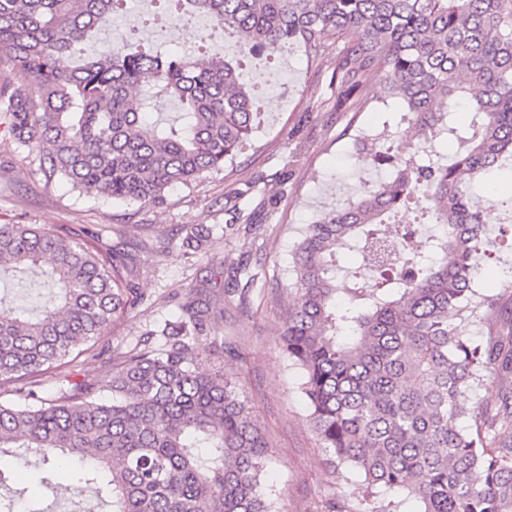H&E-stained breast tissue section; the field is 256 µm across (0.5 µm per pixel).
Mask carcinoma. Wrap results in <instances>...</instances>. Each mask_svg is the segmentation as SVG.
<instances>
[{"mask_svg":"<svg viewBox=\"0 0 512 512\" xmlns=\"http://www.w3.org/2000/svg\"><path fill=\"white\" fill-rule=\"evenodd\" d=\"M174 17H208L235 30L242 51L296 40L322 56L336 46V109L374 111L362 86L375 70L404 103L408 123L435 145L452 137L450 162L422 164L362 149L393 168L369 196L305 227L288 280L295 296L281 346L304 377L308 419L323 448L363 478L366 512H399L383 491L408 490L419 512H512V298L474 288L486 247V211L472 182L508 173L512 156V0H162ZM126 0H0V135L38 151L47 181L158 206L174 185L234 160L251 139L254 102L221 56L195 61L161 43L116 48L76 65ZM163 98L183 106L167 126L151 113ZM467 102L464 130L448 113ZM424 197L420 216L442 226L390 244L378 228ZM214 228L186 230L202 249ZM340 250L362 264L339 265ZM376 273L362 282V267ZM40 273L51 297L0 309V456L98 485L102 512H272L260 475L267 444L224 373L200 374L209 346L211 289L193 287L176 320L148 329L113 355L96 380L48 396L40 379L93 350L113 321L142 303L132 258L104 257L37 224H0V276ZM488 328L479 341L466 326ZM497 407L461 406L489 377ZM0 493V512H44Z\"/></svg>","mask_w":512,"mask_h":512,"instance_id":"cac0c4a2","label":"carcinoma"}]
</instances>
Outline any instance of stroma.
<instances>
[{"label":"stroma","instance_id":"1","mask_svg":"<svg viewBox=\"0 0 512 512\" xmlns=\"http://www.w3.org/2000/svg\"><path fill=\"white\" fill-rule=\"evenodd\" d=\"M227 60L240 65L254 98V135L232 164L204 173L192 185L171 188L161 206L115 204L62 180H46L35 148L0 138V224H37L96 250L124 243L135 252L131 280L145 297L108 328L93 351L44 374L42 388L51 393L70 379L102 377L114 351L132 349L146 325L163 328L189 285L212 280L210 346L196 368L223 371L251 406L269 445L262 486L274 512H325L333 500L352 510L362 498V482L352 472L336 478L309 425L302 376L280 346L293 300L277 283L291 268L307 224L388 179V167L356 151V136L387 130L388 147L406 159L416 157L419 141L403 122L397 97H386L375 112L332 111L336 88L330 60L298 43L247 57L232 50ZM276 80L287 82L286 95L270 94ZM249 218L255 228L247 236L243 226ZM192 224H213L217 230L202 251L188 254L181 239ZM242 259L258 275L244 300L223 278ZM478 263L497 269L477 278L480 293L512 294V245H491ZM0 473L11 489L40 501L47 512H100L94 486L77 478L63 475L58 488H44L33 471L14 468L6 457L0 459Z\"/></svg>","mask_w":512,"mask_h":512}]
</instances>
